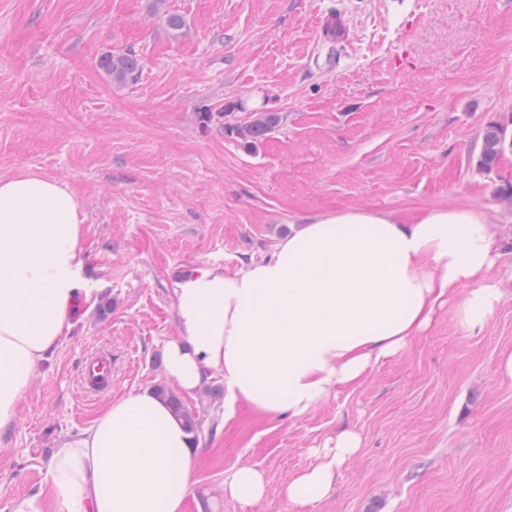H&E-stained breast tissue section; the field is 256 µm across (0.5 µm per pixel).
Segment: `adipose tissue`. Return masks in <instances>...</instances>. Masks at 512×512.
Wrapping results in <instances>:
<instances>
[{"instance_id":"1","label":"adipose tissue","mask_w":512,"mask_h":512,"mask_svg":"<svg viewBox=\"0 0 512 512\" xmlns=\"http://www.w3.org/2000/svg\"><path fill=\"white\" fill-rule=\"evenodd\" d=\"M79 206L57 180L0 177V443L18 419L35 370L89 299ZM496 238L471 208L405 221L374 209L303 220L270 257L235 270L204 267L174 290L178 336L163 351L168 378L191 392L224 382V416L244 403L300 419L335 391H353L405 350L437 308L454 303L459 330H481L504 297L491 279ZM360 447L341 433L315 467L289 480V502L323 497ZM196 443L165 399L146 387L112 402L52 456L51 499L12 500L10 512H183ZM263 472L235 467L225 496L260 500Z\"/></svg>"}]
</instances>
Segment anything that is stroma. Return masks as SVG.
<instances>
[{
  "instance_id": "stroma-1",
  "label": "stroma",
  "mask_w": 512,
  "mask_h": 512,
  "mask_svg": "<svg viewBox=\"0 0 512 512\" xmlns=\"http://www.w3.org/2000/svg\"><path fill=\"white\" fill-rule=\"evenodd\" d=\"M0 0V176L33 172L76 198L94 304L40 365L0 447V512L48 494L56 448L113 401L167 384L176 283L204 266L269 256L303 219L352 208L410 220L440 206L489 215L506 295L482 330L437 311L363 386L302 419L183 394L201 420L184 512H512V152L476 166L485 127L512 129V0ZM339 16L344 38L325 35ZM142 67L113 84L102 53ZM240 103L228 120L200 112ZM281 125L254 148L224 130L252 110ZM106 354L112 387L85 392L86 358ZM352 430L361 447L330 491L285 488ZM248 464L267 480L242 505L224 479Z\"/></svg>"
}]
</instances>
